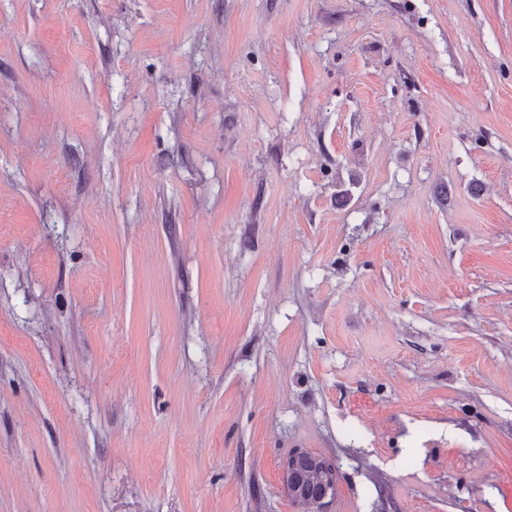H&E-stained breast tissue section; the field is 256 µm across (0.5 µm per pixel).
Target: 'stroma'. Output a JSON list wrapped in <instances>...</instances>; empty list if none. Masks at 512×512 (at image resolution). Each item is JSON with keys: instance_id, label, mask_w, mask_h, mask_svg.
<instances>
[{"instance_id": "stroma-1", "label": "stroma", "mask_w": 512, "mask_h": 512, "mask_svg": "<svg viewBox=\"0 0 512 512\" xmlns=\"http://www.w3.org/2000/svg\"><path fill=\"white\" fill-rule=\"evenodd\" d=\"M512 512V0H0V512ZM320 459V460H317ZM333 472V464L323 456L309 453L298 460L297 474L299 477L298 495L291 500L306 509L312 508L314 502L322 495L328 485L329 473Z\"/></svg>"}]
</instances>
